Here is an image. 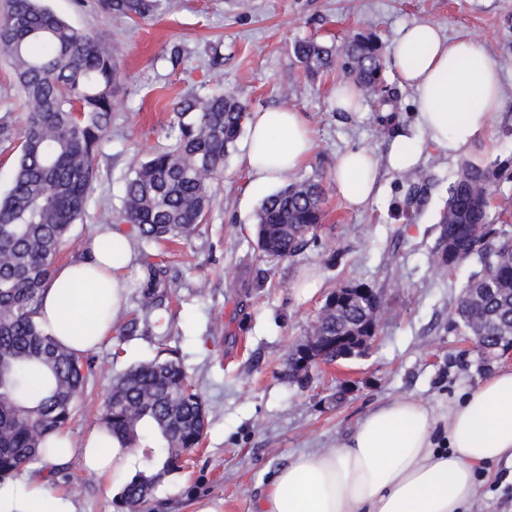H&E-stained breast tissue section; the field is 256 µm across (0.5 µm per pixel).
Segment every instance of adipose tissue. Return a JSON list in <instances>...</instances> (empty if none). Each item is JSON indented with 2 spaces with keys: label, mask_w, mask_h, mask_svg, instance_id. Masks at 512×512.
I'll list each match as a JSON object with an SVG mask.
<instances>
[{
  "label": "adipose tissue",
  "mask_w": 512,
  "mask_h": 512,
  "mask_svg": "<svg viewBox=\"0 0 512 512\" xmlns=\"http://www.w3.org/2000/svg\"><path fill=\"white\" fill-rule=\"evenodd\" d=\"M401 81L417 95L420 136H401L385 158L357 148L336 162L335 186L350 208L382 192V171L415 166L425 145L448 156L464 153L503 108L502 71L478 45L445 36L434 24L404 27L391 48ZM241 162L252 189L296 172L313 145L302 112L274 108L249 113ZM111 250H104V242ZM126 233L111 228L90 244V256L60 265L43 293L38 322L82 356L112 333L124 298L123 275L132 261ZM447 434L439 446L438 430ZM49 462L80 452L85 467L123 480L134 471V451L104 429L75 450L68 432L49 438ZM512 460V368L487 377L447 414L402 397L369 411L336 446L299 454L267 485L258 512H465L478 495L477 469ZM0 512H75L70 498L43 484L0 483Z\"/></svg>",
  "instance_id": "ef3b65f1"
}]
</instances>
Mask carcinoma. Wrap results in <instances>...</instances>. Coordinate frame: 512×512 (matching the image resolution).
<instances>
[{"mask_svg": "<svg viewBox=\"0 0 512 512\" xmlns=\"http://www.w3.org/2000/svg\"><path fill=\"white\" fill-rule=\"evenodd\" d=\"M116 20L146 18L173 0H98ZM293 54L307 77L331 70L362 97L384 98L385 54L374 34L355 33L336 44L300 39ZM0 58L22 92L21 143L9 190L0 195V479L11 477L47 450L45 438L67 428L91 373L84 357L56 343L36 321L42 291L54 274L59 247L92 201L96 158L112 123L118 90L114 47L105 32L91 33L57 16L44 0H7L0 15ZM247 106L234 92L180 99L170 124L173 142L149 152L125 179L121 207L100 213L101 224L125 222L143 242H187L205 220L224 156L239 137ZM512 178V160L484 166L465 161L448 186L441 212L442 240L434 264L450 273L475 259L480 269L462 286L453 317L483 354L512 347V224L491 215L494 189ZM322 180L291 182L265 196L256 213L258 249L291 258L317 238L326 214ZM140 307L161 305L165 274L146 265ZM381 297L370 293L347 306L327 298L313 320L307 346L329 360L340 357L339 335L379 325ZM208 407L174 359L140 362L114 378L101 423L125 446L140 443L151 423L166 455L158 471L140 472L120 503L138 512L165 476L204 436Z\"/></svg>", "mask_w": 512, "mask_h": 512, "instance_id": "obj_1", "label": "carcinoma"}]
</instances>
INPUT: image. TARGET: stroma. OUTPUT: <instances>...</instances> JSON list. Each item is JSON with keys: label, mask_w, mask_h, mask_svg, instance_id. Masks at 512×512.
<instances>
[{"label": "stroma", "mask_w": 512, "mask_h": 512, "mask_svg": "<svg viewBox=\"0 0 512 512\" xmlns=\"http://www.w3.org/2000/svg\"><path fill=\"white\" fill-rule=\"evenodd\" d=\"M46 2L74 26L111 35L120 86L96 159L93 202L58 263L85 257L101 229L100 213L121 205L137 151L168 144L171 110L187 95L221 87L235 90L253 112L284 106L303 112L315 141L293 178H320L327 188L318 240L291 259L261 257L254 215L264 194L247 188L241 137L224 159V180L196 236L185 244L133 240L126 301L111 336L87 354L93 372L69 434L82 445L99 425L112 380L131 365L158 355L181 361L208 404L205 438L142 512H196L204 502L219 512H256L280 467L299 453L333 446L375 406L411 396L444 412L497 369L512 367V351L479 352L451 320L460 285L477 262L450 274L432 265L439 216L462 160L487 165L512 157V0H176L173 11L123 21L100 11L96 0ZM413 22L482 47L504 74V105L464 159L425 146L415 179L384 171L381 197L354 211L336 192L339 155L363 148L384 156L397 134L414 132L416 94L390 67L386 79L398 91L391 122L381 124L369 101L354 115L334 111L340 77L332 71L307 78L292 44L299 38L329 44L363 32L389 47ZM175 45L182 50L176 65L169 60ZM149 259L165 271L166 336L146 323L139 304ZM311 273L321 286L307 297L298 284ZM345 283L381 294L378 339L362 356L315 370L306 388H298L287 375L288 352ZM18 477L70 497L76 512H123L111 479L87 471L80 456L32 463ZM477 482L468 512H512L511 460L487 464Z\"/></svg>", "instance_id": "1"}]
</instances>
